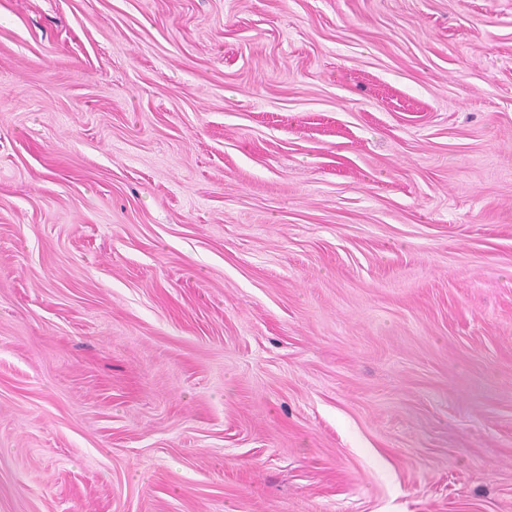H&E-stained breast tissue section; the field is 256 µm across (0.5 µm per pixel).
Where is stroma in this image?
Returning <instances> with one entry per match:
<instances>
[{"mask_svg":"<svg viewBox=\"0 0 512 512\" xmlns=\"http://www.w3.org/2000/svg\"><path fill=\"white\" fill-rule=\"evenodd\" d=\"M0 512H512V0H0Z\"/></svg>","mask_w":512,"mask_h":512,"instance_id":"obj_1","label":"stroma"}]
</instances>
